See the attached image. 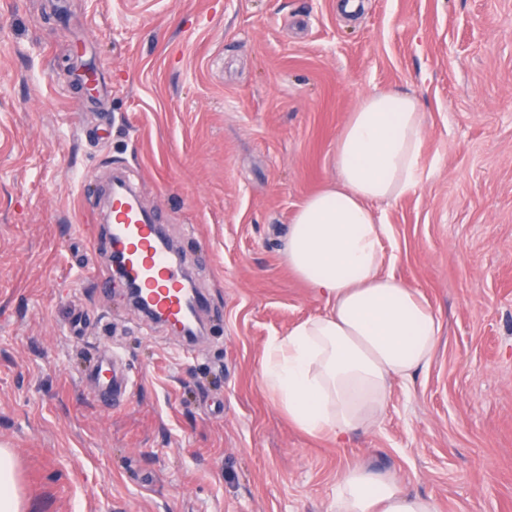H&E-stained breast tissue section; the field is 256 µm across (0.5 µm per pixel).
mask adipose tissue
Segmentation results:
<instances>
[{
	"label": "adipose tissue",
	"instance_id": "obj_1",
	"mask_svg": "<svg viewBox=\"0 0 512 512\" xmlns=\"http://www.w3.org/2000/svg\"><path fill=\"white\" fill-rule=\"evenodd\" d=\"M424 114L402 91L361 99L336 140V181L308 197L288 228V267L326 302L269 342L263 388L311 436L370 429L392 384L432 360L441 321L416 289L385 273L373 203L402 198L422 178ZM336 512H437L389 474L356 466L336 489Z\"/></svg>",
	"mask_w": 512,
	"mask_h": 512
}]
</instances>
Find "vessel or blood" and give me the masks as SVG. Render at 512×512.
I'll return each instance as SVG.
<instances>
[{
    "label": "vessel or blood",
    "instance_id": "obj_1",
    "mask_svg": "<svg viewBox=\"0 0 512 512\" xmlns=\"http://www.w3.org/2000/svg\"><path fill=\"white\" fill-rule=\"evenodd\" d=\"M133 191L127 184L112 190L110 219L112 234L106 245L121 249L128 264L138 273V286L154 306L169 317L182 318L201 307L205 297L201 290L191 292L182 287V273L163 249L154 225L145 223L131 203Z\"/></svg>",
    "mask_w": 512,
    "mask_h": 512
}]
</instances>
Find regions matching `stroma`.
Masks as SVG:
<instances>
[{
    "label": "stroma",
    "mask_w": 512,
    "mask_h": 512,
    "mask_svg": "<svg viewBox=\"0 0 512 512\" xmlns=\"http://www.w3.org/2000/svg\"><path fill=\"white\" fill-rule=\"evenodd\" d=\"M338 2L0 0V448L26 512H332L358 464L438 512H512V0ZM384 90L425 122L420 184L374 205L384 270L442 331L339 443L260 372L324 310L284 240ZM116 172L208 298L190 350L125 305L98 205ZM111 353L114 410L82 378Z\"/></svg>",
    "instance_id": "stroma-1"
}]
</instances>
